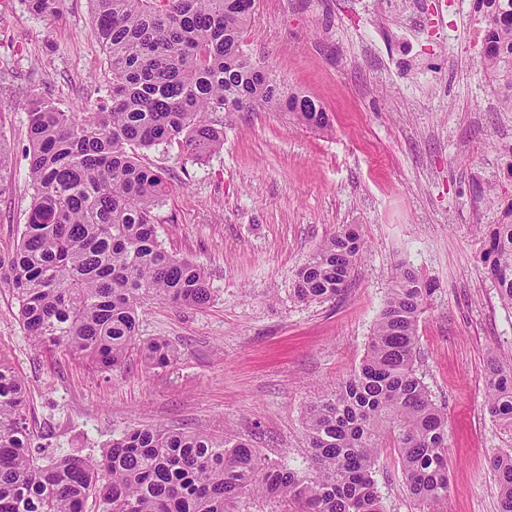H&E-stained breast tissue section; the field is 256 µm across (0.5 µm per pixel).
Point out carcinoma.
I'll return each instance as SVG.
<instances>
[{"mask_svg":"<svg viewBox=\"0 0 512 512\" xmlns=\"http://www.w3.org/2000/svg\"><path fill=\"white\" fill-rule=\"evenodd\" d=\"M56 17L63 0H26ZM109 89L75 110L28 101L25 160L33 195L21 240L0 254V283L18 304L34 346L59 347L96 368L120 367L138 348L148 367L172 366L164 339L138 341V306L157 299L199 307L212 297L203 268L157 239V210L170 187L134 148L173 140L201 160L224 148L211 112L261 105L326 130L321 103L282 93L241 47L255 0H90ZM494 38L480 66L512 89V0H480ZM11 157L0 147V192ZM481 261L501 303L512 309V202L478 227ZM363 253L347 225L320 243L297 272L302 302L342 292ZM436 288L409 268L392 288L353 375L314 402L305 421L310 473L262 457L243 439L206 429L133 428L100 456L52 454L37 446L24 379L0 357V512H237L246 498L291 512H386L375 480L383 448L395 449L409 495L422 512H446L448 416L416 369L418 322ZM485 409L512 442V357L486 375ZM498 512H512V452L490 460Z\"/></svg>","mask_w":512,"mask_h":512,"instance_id":"cac0c4a2","label":"carcinoma"}]
</instances>
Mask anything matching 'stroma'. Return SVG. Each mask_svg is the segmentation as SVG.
Wrapping results in <instances>:
<instances>
[{"instance_id":"1","label":"stroma","mask_w":512,"mask_h":512,"mask_svg":"<svg viewBox=\"0 0 512 512\" xmlns=\"http://www.w3.org/2000/svg\"><path fill=\"white\" fill-rule=\"evenodd\" d=\"M473 6L411 0L400 13L378 0H256L244 51L281 89L318 99L331 129L258 107L213 113L224 147L203 160L177 141L140 150L170 186L160 241L203 267L213 288L201 308L139 307L140 338L179 353L167 369L135 351L112 371L35 348L0 284V356L27 383L39 443L97 456L134 427L207 429L307 469V410L358 368L404 264L437 288L419 321L417 367L448 413L447 512H497L488 460L507 439L483 409L484 372L512 352V309L485 276L476 227L512 199V112L477 63ZM107 89L87 0H65L50 20L0 0V138L15 160L0 192V252L16 246L31 202L29 99L67 111ZM490 184L495 194H484ZM346 224L364 241L346 288L298 302V268ZM375 479L386 512H419L394 449H383Z\"/></svg>"}]
</instances>
